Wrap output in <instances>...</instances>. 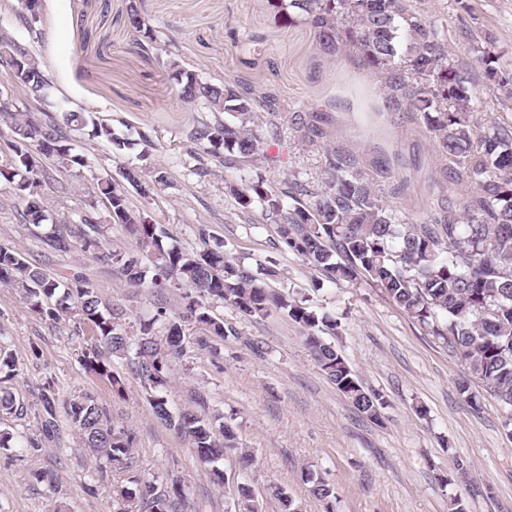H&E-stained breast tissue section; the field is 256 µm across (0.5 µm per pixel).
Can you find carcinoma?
<instances>
[{
	"mask_svg": "<svg viewBox=\"0 0 512 512\" xmlns=\"http://www.w3.org/2000/svg\"><path fill=\"white\" fill-rule=\"evenodd\" d=\"M288 24L310 26L318 45L336 59L354 57L383 88L382 109L406 112L429 135L442 161L443 180L435 182L436 204L415 223L402 221L384 199L377 178H394L388 166L369 162L333 142L326 110H296L269 91L259 92L239 79L211 82L170 58L165 68L187 105L213 114L193 127L188 140L203 153L222 159L224 166L266 163L282 171L279 186L259 178L226 187L234 209L249 216L255 207L279 225L283 243L301 256L310 269L332 281L366 278L411 318L446 341L448 351L467 369L459 391L471 406L479 407L470 392L472 383L492 397L503 427L512 426V120L478 119L481 91L491 92L503 109L512 110V72L499 66L494 39L488 32L468 29L458 39L424 7V0H269ZM143 0H129L125 22L136 33V44L147 52L156 48L158 35L142 9ZM29 40L0 30V61L19 58L12 67L28 95L25 111L0 97V119L11 123L12 139L0 156V178L12 184L26 224L39 226L48 219L44 192L50 172L44 159L63 168L87 166V156L74 151L70 133L90 129L89 136L120 149L124 139L112 126L90 112L42 108L50 80L30 42L42 37V12H19ZM41 117H35V113ZM289 114L293 137L304 147L322 151L316 180H299L288 155H272L268 147L282 140V115ZM124 183L112 178L97 182L95 199L76 224H66L48 235L58 252L78 250L88 259L120 271L133 288L148 287L159 294L187 288L181 315L170 317L159 306L140 323L139 334L129 336L117 322L119 308L102 303L98 291L81 275L67 282L29 262L12 247L0 246V284L16 290L30 309L52 321L70 317L88 336L80 362L106 378L116 391L122 379L111 370L107 356L133 352L127 363L150 390L148 402L155 416L188 438L200 463L212 465L230 450L245 461L250 451L238 446L236 433L222 413L200 415L175 412L163 391L170 383V366L185 359L191 347L183 326L198 324L226 339L236 330L213 315L211 302H224L249 317L277 310L301 328L320 370L336 390L371 422H382L384 396L366 388L342 353L329 341L338 323L318 316L288 297L268 288L230 252L207 246L187 252L162 245L161 234L144 213L130 206L125 185L150 195L164 175L147 165H126ZM124 227L137 235L139 249L123 251L108 242L102 225ZM151 279H146L147 270ZM65 413L80 433L84 446L104 459L108 469L137 467L134 438L112 425L94 397L82 393L64 400ZM40 427L44 437L55 436L56 399L40 398ZM310 493L332 512L334 487L309 468L302 471ZM282 512H299L288 491L271 487ZM235 495L244 512H258L251 487L240 483ZM118 512H180L184 507L181 478L173 473L136 481V487L117 491Z\"/></svg>",
	"mask_w": 512,
	"mask_h": 512,
	"instance_id": "cac0c4a2",
	"label": "carcinoma"
}]
</instances>
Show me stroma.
I'll return each instance as SVG.
<instances>
[{"mask_svg":"<svg viewBox=\"0 0 512 512\" xmlns=\"http://www.w3.org/2000/svg\"><path fill=\"white\" fill-rule=\"evenodd\" d=\"M159 32L157 50L141 52L124 23L128 0H45L43 37L32 50L52 84L44 104L56 112L85 108L129 141L117 149L76 133L72 144L90 164L58 173L45 188L52 222H76L93 196L98 178H120V167L137 159L140 136L153 145L150 163L165 174L150 196L128 189L131 206L147 212L162 231L164 246L198 248V226H206L210 247L241 257L269 287L305 301L311 310L339 323L333 342L367 388L388 401L383 424L363 418L337 392L306 347L297 324L280 312L248 317L215 303V314L235 327L228 339L208 337L209 346L174 365L167 396L174 410L194 409L196 394L232 417L240 447L220 460L224 485L212 481L190 442L160 422L141 382L126 374L127 359L111 356L124 375L122 393L85 370L78 354L85 337L71 321H51L33 312L14 290L0 285V339L15 357L13 378L0 383L24 415L0 413V429L15 436L0 448V512H117L113 487L131 477L146 479L174 471L186 493V512H239L233 492L240 480L253 488L259 512H280L267 487L288 489L301 512H326L301 478L303 468L321 473L335 487V512H448L461 496L467 512H512V438L499 407L481 395L473 410L457 389L466 368L385 292L361 282H314L313 272L282 243L277 224L253 214L236 216L226 187L250 178L281 180L261 166L227 168L211 156H197L186 139L200 120L178 98L164 67L168 57L211 81L234 77L272 89L289 105L309 109L328 99L361 91L378 103L382 91L373 75L344 61L323 58L311 28L281 26L267 0H143ZM471 13L456 12L452 0H425L449 35L465 27L489 30L501 64L512 69V0H470ZM332 131L340 145L391 165L406 181L403 194L386 201L403 219L426 213L441 162L428 136L404 112L368 117L337 109ZM48 225L22 223L11 184L0 179V244L57 277L83 275L103 303L123 308L128 333L155 312L147 290L130 287L111 268L80 252L57 253L43 235ZM56 400L89 393L113 425L131 432L138 460L134 473H110L98 480L95 461L66 415L59 435L36 453L25 449L36 436L41 394ZM425 407L426 417L415 413ZM463 460L469 477L443 485L442 476Z\"/></svg>","mask_w":512,"mask_h":512,"instance_id":"1","label":"stroma"}]
</instances>
